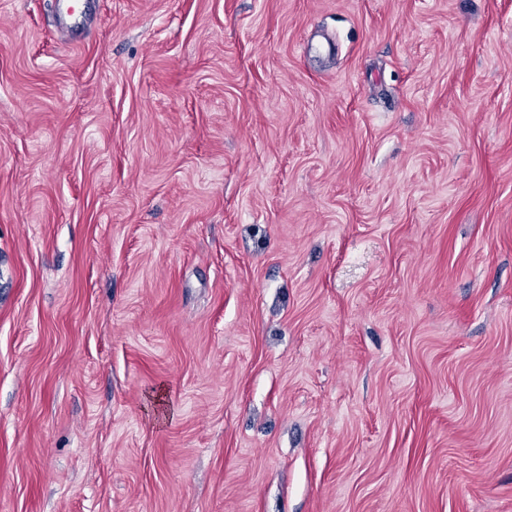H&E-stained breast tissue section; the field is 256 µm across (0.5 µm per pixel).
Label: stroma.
Returning a JSON list of instances; mask_svg holds the SVG:
<instances>
[{"label": "stroma", "mask_w": 512, "mask_h": 512, "mask_svg": "<svg viewBox=\"0 0 512 512\" xmlns=\"http://www.w3.org/2000/svg\"><path fill=\"white\" fill-rule=\"evenodd\" d=\"M0 0V512H512V0Z\"/></svg>", "instance_id": "35a3bbf8"}]
</instances>
